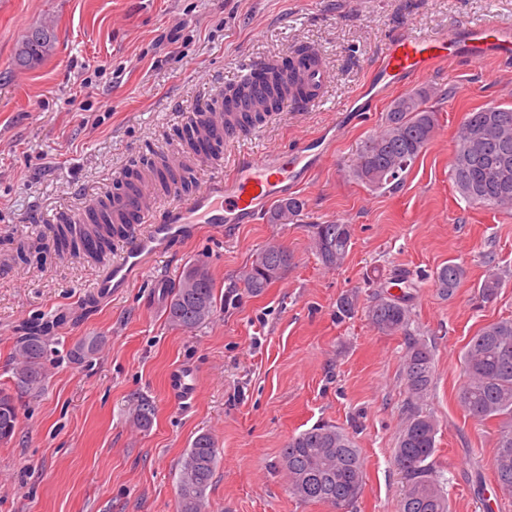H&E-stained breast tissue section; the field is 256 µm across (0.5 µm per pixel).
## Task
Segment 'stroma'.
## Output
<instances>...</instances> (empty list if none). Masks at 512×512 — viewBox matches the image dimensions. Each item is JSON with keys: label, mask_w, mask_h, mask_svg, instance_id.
I'll return each instance as SVG.
<instances>
[{"label": "stroma", "mask_w": 512, "mask_h": 512, "mask_svg": "<svg viewBox=\"0 0 512 512\" xmlns=\"http://www.w3.org/2000/svg\"><path fill=\"white\" fill-rule=\"evenodd\" d=\"M45 23L56 34L53 53L18 67L23 35ZM480 23L512 28V0H0V388L11 384L17 338L33 322L54 324L45 388L19 396L16 432L0 442V512H177L179 461L202 433L219 450L207 512H335L290 496L279 465L289 437L324 423L348 432L363 461L362 492L348 512H398L404 338L374 326L367 308L400 273L414 283L411 329L434 352L423 409L438 422L434 460L451 512H512V493L491 469L497 426L474 421L460 403L465 344L485 324L512 319V211L469 204L448 175L466 113L512 101V63L457 61L421 79L438 126L395 188L349 176L393 94L372 98L362 116L342 110L367 89L393 35ZM302 45L322 57L319 107L271 113L258 133L225 145L220 161L187 158L200 190L216 170L232 176L240 153L327 135L331 156L296 193L300 215L229 224L220 235L201 228L151 258L128 288L91 299L102 264L57 255L53 225L115 195L129 173L149 180L158 150L182 145L196 113L217 112L247 61L282 59ZM336 219L352 224V245L344 265L328 269L310 227ZM273 240L292 264L252 295L239 275ZM489 255L504 284L483 302ZM199 260L220 304L184 332L168 324L165 306ZM451 261L466 277L446 297L432 274ZM350 292L354 313L337 317ZM92 339L98 350L75 359ZM177 365L195 372L193 400L169 391ZM143 401L155 410L146 428L136 422Z\"/></svg>", "instance_id": "1"}]
</instances>
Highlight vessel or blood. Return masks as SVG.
Masks as SVG:
<instances>
[{
	"label": "vessel or blood",
	"instance_id": "vessel-or-blood-1",
	"mask_svg": "<svg viewBox=\"0 0 512 512\" xmlns=\"http://www.w3.org/2000/svg\"><path fill=\"white\" fill-rule=\"evenodd\" d=\"M485 59L512 61V29L482 24L431 35L403 32L388 40L372 70V83L385 93L418 82L446 61ZM323 88L324 67L321 59L314 58L299 68L294 84L284 85L281 92L285 105L307 112L319 104ZM264 95L263 84L246 87L223 111L212 115L211 125L223 130L225 141H233L241 112L255 110ZM326 159L325 146L311 140L289 153L242 154L231 178L216 174L206 189L194 192L183 203H163L146 187L132 183L112 199L105 212L107 220L130 237L132 244L98 277L94 296H109L128 287L150 257L193 240L199 225L220 233L228 224L254 223L264 208L295 192ZM170 387L180 398L191 397L195 392L191 372L174 369Z\"/></svg>",
	"mask_w": 512,
	"mask_h": 512
}]
</instances>
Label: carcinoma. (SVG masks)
I'll return each instance as SVG.
<instances>
[{"label":"carcinoma","mask_w":512,"mask_h":512,"mask_svg":"<svg viewBox=\"0 0 512 512\" xmlns=\"http://www.w3.org/2000/svg\"><path fill=\"white\" fill-rule=\"evenodd\" d=\"M55 39L49 27L28 32L21 41L17 64L29 67L44 59ZM431 91L421 88L403 94L391 103L384 129L363 140L356 150L351 176L375 189L399 184L405 173L427 149L434 137L435 113L427 106ZM472 123L492 130L470 158L462 162L453 156L449 178L455 190L470 204L480 207L512 209V104L484 108L466 114L460 124L456 146ZM303 208L295 198L280 201L271 210L269 221L288 224ZM316 255L327 268L341 267L349 253L353 227L344 220L312 225ZM112 225H97L98 247L88 251L84 234L71 224H58L54 246L59 254L84 255L92 259L110 250ZM292 255L277 243L263 248L250 264V274L240 276L247 291L258 296L288 271ZM487 272L478 292L488 302L497 297L501 277L492 256H486ZM200 263L189 265L173 286L165 308L166 320L178 329L191 331L209 320L217 310L216 284L210 273L196 277ZM462 265L450 262L436 270L434 284L445 296L452 295L465 279ZM193 287H188L189 281ZM371 322L387 335L405 338L403 380L408 394L406 415L394 463L406 480L399 512H450L441 482L431 457L436 452L438 423L423 411L419 401L430 390L433 380V353L426 341L410 330L411 311L405 299L379 295L369 307ZM45 337L35 333L20 337L14 346L15 393L0 389V442L10 440L18 424L17 395L34 394L44 389L47 373L44 358ZM464 386L461 404L473 420L483 423L499 420L498 442L491 468L495 482L512 493V319L484 325L463 349ZM217 448L211 436L199 434L182 458L177 480L178 512H206V491L217 466ZM280 466L288 477V492L305 503H328L343 512L352 505L363 486V464L359 450L343 429L322 424L305 430L286 442L280 453Z\"/></svg>","instance_id":"1"}]
</instances>
